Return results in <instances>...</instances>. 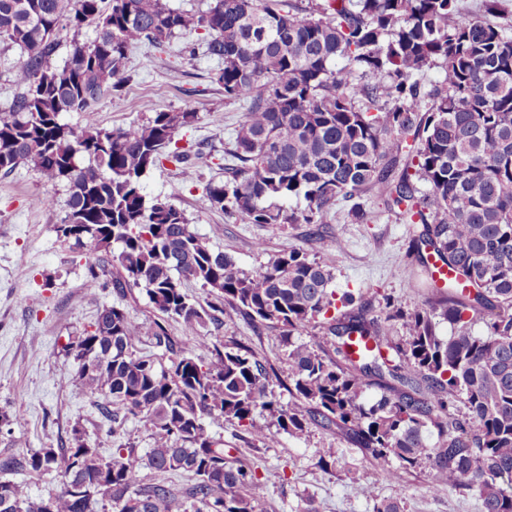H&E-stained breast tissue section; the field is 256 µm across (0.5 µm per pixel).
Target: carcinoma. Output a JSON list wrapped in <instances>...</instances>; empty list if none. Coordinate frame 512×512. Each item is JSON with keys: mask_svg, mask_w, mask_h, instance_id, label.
Wrapping results in <instances>:
<instances>
[{"mask_svg": "<svg viewBox=\"0 0 512 512\" xmlns=\"http://www.w3.org/2000/svg\"><path fill=\"white\" fill-rule=\"evenodd\" d=\"M498 6L482 0V14L465 16L460 0H214L196 15L164 0H0V43L23 52L0 110V173L29 164L63 185L68 211L56 232L84 249L90 282L109 253L118 276L106 285L120 295L145 290L161 316L145 327L107 306L71 345L75 381L96 397L116 448L104 457L87 447L77 423L66 448L0 458V471L52 473L59 484L45 500L0 481V503L8 502L0 512H84L69 487L87 480L95 483L89 512H258L253 466L225 458L206 421H246L268 446L274 433L254 420L264 411L291 435L336 426L371 457L397 460L388 472L397 483L424 463L433 489L472 491L483 512H512V28L488 19ZM89 27L94 37L80 40ZM200 28L220 62L224 99L246 104L224 150V182L207 187L210 207L249 224H313L316 242L339 202L368 220L367 196L422 225L416 244L450 277L438 286L417 252L430 308L386 303L404 340L386 336L350 294L343 304L357 307L336 314L326 263L291 250L246 272L209 247L183 211L145 192L152 168L191 157L174 135L196 113L155 111L112 130L95 123L135 46L161 50ZM65 29L73 38L59 67L52 57ZM433 66L442 80L430 86ZM67 112L83 113L85 128L64 122ZM300 198L301 212L290 205ZM188 282L211 300L188 295ZM226 304L254 327L281 329L288 408L269 398L272 375L248 347L216 344L214 359L199 364L166 329L169 319L192 331L217 325ZM478 316L481 336L472 330ZM318 320L332 355L302 341ZM145 336L168 364L135 355ZM370 386L381 395L367 404ZM458 403L461 415L450 412ZM131 418L152 428L143 454L126 438ZM145 468L157 477L139 479ZM169 474L191 484L180 488Z\"/></svg>", "mask_w": 512, "mask_h": 512, "instance_id": "obj_1", "label": "carcinoma"}]
</instances>
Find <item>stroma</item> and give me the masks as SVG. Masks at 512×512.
Masks as SVG:
<instances>
[{"instance_id":"stroma-1","label":"stroma","mask_w":512,"mask_h":512,"mask_svg":"<svg viewBox=\"0 0 512 512\" xmlns=\"http://www.w3.org/2000/svg\"><path fill=\"white\" fill-rule=\"evenodd\" d=\"M204 30L173 39L165 50L148 46L132 50L124 85L102 100L95 114L99 127L112 129L143 123L156 110L196 113V121L176 132L178 146L198 148L187 170L171 163L150 170L144 178L148 194L166 197L183 210L193 229L213 250L232 256L253 272L273 257L303 250L325 261L333 271L337 294L363 293L369 314L384 320L385 332L405 336L402 323L386 321V302L406 308L425 304L426 289L417 286L411 253L416 225L403 223L396 213L366 200L370 213L358 222L340 205L330 222L333 233L324 244L309 237L305 224H250L209 207L208 184L224 180V150L243 105L224 98L212 83L216 59L205 52ZM51 196L54 208L42 200ZM63 186L45 182L30 165L0 175V412L20 414V423L0 432V456L23 455L57 448L74 423H81L91 445L110 450L111 442L93 399L74 383L76 362L68 343L95 322L103 307L126 309L137 321L150 322L157 313L144 291L92 287L82 249L59 238L55 231L67 212ZM168 331L195 361L210 362L216 337L246 345L277 373L271 391L289 404L288 362L281 331L255 328L232 308H225L220 327L189 331L172 321ZM209 431L224 442V454L254 465L253 496L263 512H373L375 500H396L402 512H482L477 494L445 487L429 489L427 467L392 483L390 463L372 458L336 427L310 426L303 435L277 433L272 446L253 441L234 421L210 423ZM373 497H366V490Z\"/></svg>"}]
</instances>
